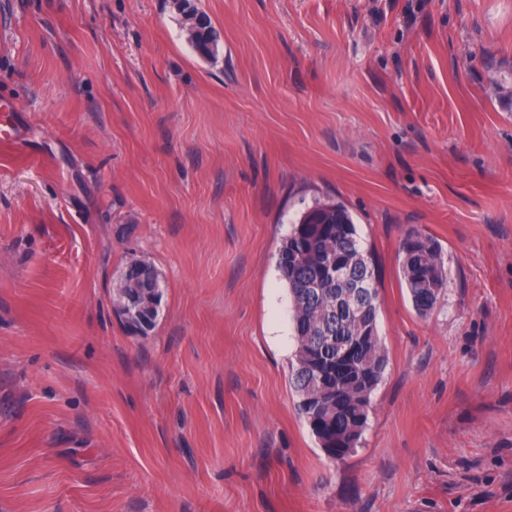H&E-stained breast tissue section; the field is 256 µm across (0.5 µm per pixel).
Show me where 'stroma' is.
I'll return each mask as SVG.
<instances>
[{
  "mask_svg": "<svg viewBox=\"0 0 512 512\" xmlns=\"http://www.w3.org/2000/svg\"><path fill=\"white\" fill-rule=\"evenodd\" d=\"M193 3L209 57L175 0H0V512H512V0ZM326 200L388 357L336 462L277 269ZM411 229L448 274L424 316ZM186 0H179L178 7L179 9H182L185 11V17L188 21V27H187V34L190 39V41L193 44V47L197 50V46L195 44H198V51L201 54H206L208 51L212 48L214 40L210 41H204L203 36L205 35L207 31V24L209 19L205 16L196 13L192 7L190 2H185ZM208 19V20H207ZM209 24L211 25L210 21ZM413 237L425 238L430 244V251L435 263L440 264L438 267L433 268L431 280L420 277L423 273L420 257L418 255H412L411 252ZM401 247L404 253V262L402 264L403 279L406 283L414 308L419 314L426 315L434 308L439 297L447 288V273L445 271L441 247L431 237L425 236L415 230H411L407 233ZM429 288H434V290L431 301L427 302L426 290Z\"/></svg>",
  "mask_w": 512,
  "mask_h": 512,
  "instance_id": "1",
  "label": "stroma"
}]
</instances>
